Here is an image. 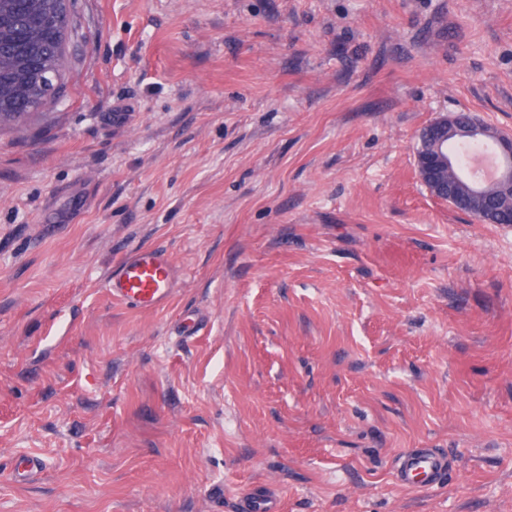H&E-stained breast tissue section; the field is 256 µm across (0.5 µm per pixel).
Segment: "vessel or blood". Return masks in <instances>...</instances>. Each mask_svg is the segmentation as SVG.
Returning <instances> with one entry per match:
<instances>
[{
	"label": "vessel or blood",
	"mask_w": 512,
	"mask_h": 512,
	"mask_svg": "<svg viewBox=\"0 0 512 512\" xmlns=\"http://www.w3.org/2000/svg\"><path fill=\"white\" fill-rule=\"evenodd\" d=\"M173 267L159 251H139L124 259L107 281L114 300L143 310L165 303L173 288ZM450 469L445 452L436 448H414L398 458L395 478L406 488L442 483ZM240 512H280L275 493L268 488L243 498Z\"/></svg>",
	"instance_id": "1"
}]
</instances>
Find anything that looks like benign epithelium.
<instances>
[{"instance_id": "1", "label": "benign epithelium", "mask_w": 512, "mask_h": 512, "mask_svg": "<svg viewBox=\"0 0 512 512\" xmlns=\"http://www.w3.org/2000/svg\"><path fill=\"white\" fill-rule=\"evenodd\" d=\"M459 134L492 145L495 149L493 182L512 184V134L481 120H474L463 128L454 114L437 117L425 130L431 148L416 159L420 181L435 198L457 210L469 206L467 199L457 196L458 186L465 185L471 197L487 203L491 211L490 223L511 227L512 209L500 207L489 198L487 181L468 171L462 173L455 169L448 155V142Z\"/></svg>"}]
</instances>
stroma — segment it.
Returning <instances> with one entry per match:
<instances>
[{
	"label": "stroma",
	"instance_id": "obj_1",
	"mask_svg": "<svg viewBox=\"0 0 512 512\" xmlns=\"http://www.w3.org/2000/svg\"><path fill=\"white\" fill-rule=\"evenodd\" d=\"M0 130V512H512V227L419 131L512 132V0H75ZM174 266L152 311L107 286ZM444 450L437 487L394 478ZM43 461L31 484L14 454ZM456 114L441 115L432 122L430 128H426L425 137L431 143V148L416 159L420 181L435 198L463 212L467 211L461 208L469 207V202L466 198L457 197V193L458 186L465 185L471 198L484 199L487 203L492 214L490 224L511 227L512 209L497 206L489 198V187L485 184L490 182L469 171H457L448 155L449 148L462 164H466L468 154L481 149L464 139H457L449 146L448 141L454 140L458 134H464L492 145L495 149V174L491 183L512 184V134L482 120H472L467 127L462 128ZM173 267L160 251H138L124 259L107 281L112 298L141 310L165 303L173 288ZM450 469L448 454L437 448H412L398 458L395 478L406 488L442 483ZM240 512H280L279 501L269 489H260L243 498L239 504Z\"/></svg>",
	"mask_w": 512,
	"mask_h": 512
}]
</instances>
